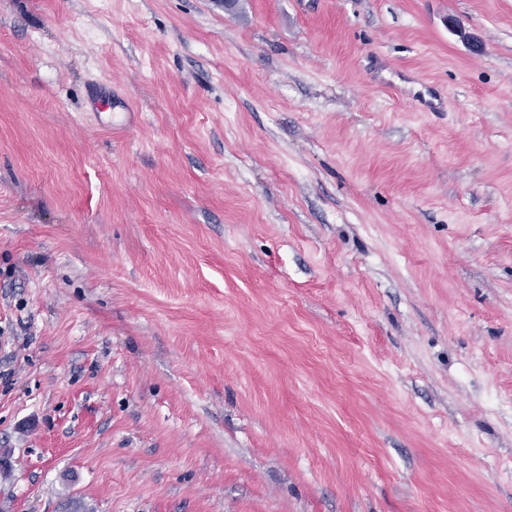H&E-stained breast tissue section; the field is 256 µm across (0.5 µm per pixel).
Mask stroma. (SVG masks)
Listing matches in <instances>:
<instances>
[{"instance_id":"1","label":"stroma","mask_w":512,"mask_h":512,"mask_svg":"<svg viewBox=\"0 0 512 512\" xmlns=\"http://www.w3.org/2000/svg\"><path fill=\"white\" fill-rule=\"evenodd\" d=\"M0 458V512H512V0H0Z\"/></svg>"}]
</instances>
